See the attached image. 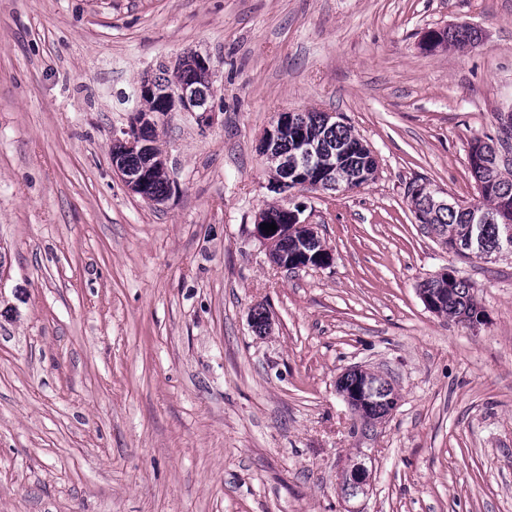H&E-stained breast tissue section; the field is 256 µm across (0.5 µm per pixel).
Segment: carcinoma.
<instances>
[{
  "label": "carcinoma",
  "instance_id": "1",
  "mask_svg": "<svg viewBox=\"0 0 512 512\" xmlns=\"http://www.w3.org/2000/svg\"><path fill=\"white\" fill-rule=\"evenodd\" d=\"M434 41L428 50H434L445 46H464L476 39V36H463L460 30L450 28L440 33H433ZM192 55L188 54L179 60L177 72L170 79L165 73L154 77V81L161 85H170L177 82H185L198 85L206 90L210 89L207 75L196 70L191 65ZM303 137L323 143L332 149L344 147L345 153H336V181L341 184L353 174L362 175L355 186L359 187L373 178L376 167L366 161L368 151L360 138L352 134L347 126L340 122L328 121L322 112H301L299 123L288 128V134L281 137L277 151L267 157V161L273 165L275 172H280V160L282 155L291 154L297 148V139ZM468 153L469 165L475 182L479 183L477 192L479 200L473 203L454 202L451 208H439L431 203L425 204L417 221L431 232L443 238L448 249L454 253L470 257V250L466 248L471 227L477 224L478 210L493 216L494 224L486 225L485 233L487 242L494 244L503 228V221L512 222V178H506L501 172V167L512 166V145L504 142L501 148L482 142L476 138L471 142ZM171 190L166 173L159 166H154L149 171L143 193L147 197H162ZM283 216L282 208L271 207L260 214L261 222L275 224L277 229L267 236L270 244V258L279 265L285 255L292 254L298 246L305 250L318 254L325 251L321 240L304 239L305 231L294 230L285 234V225L281 224ZM422 291L432 303L431 310L438 314H444L451 320L471 321L484 317L483 311L470 294V284L456 277L454 271H448L444 278H431L422 284ZM380 384L377 375L370 372L351 371L345 373L338 380L337 388L342 394L351 393L354 390L364 388L371 391V402L363 405L357 415L364 422L369 423L379 420L387 412L382 396L376 393V387Z\"/></svg>",
  "mask_w": 512,
  "mask_h": 512
}]
</instances>
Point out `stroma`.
<instances>
[{"mask_svg":"<svg viewBox=\"0 0 512 512\" xmlns=\"http://www.w3.org/2000/svg\"><path fill=\"white\" fill-rule=\"evenodd\" d=\"M459 26L478 41L424 50ZM193 52L215 110L158 116L154 204L113 140ZM314 110L375 178L269 191L262 136ZM510 110L512 0H0V512H512V255L449 251L409 198L476 201L470 143ZM298 204L327 266L255 234ZM447 268L483 324L425 306ZM355 366L398 396L368 425L336 387Z\"/></svg>","mask_w":512,"mask_h":512,"instance_id":"35a3bbf8","label":"stroma"}]
</instances>
